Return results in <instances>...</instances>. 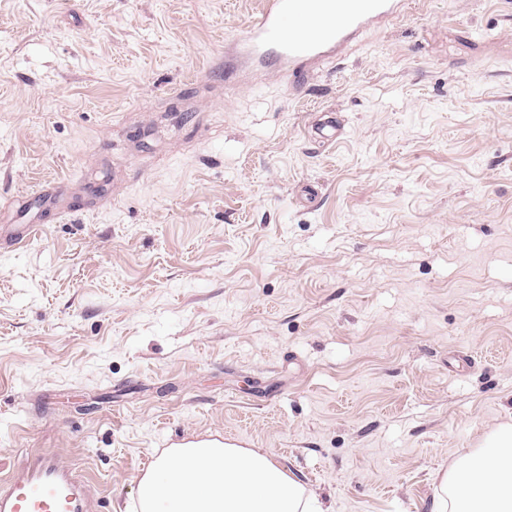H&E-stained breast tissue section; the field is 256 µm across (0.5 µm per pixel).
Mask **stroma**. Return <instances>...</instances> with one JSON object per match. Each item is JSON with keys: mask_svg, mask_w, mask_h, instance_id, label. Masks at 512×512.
<instances>
[{"mask_svg": "<svg viewBox=\"0 0 512 512\" xmlns=\"http://www.w3.org/2000/svg\"><path fill=\"white\" fill-rule=\"evenodd\" d=\"M263 0H0V475L132 512L171 443L328 512H434L512 424V0H412L296 82ZM334 118L336 141L316 140Z\"/></svg>", "mask_w": 512, "mask_h": 512, "instance_id": "obj_1", "label": "stroma"}]
</instances>
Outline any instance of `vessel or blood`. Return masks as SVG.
Instances as JSON below:
<instances>
[{"instance_id":"1","label":"vessel or blood","mask_w":512,"mask_h":512,"mask_svg":"<svg viewBox=\"0 0 512 512\" xmlns=\"http://www.w3.org/2000/svg\"><path fill=\"white\" fill-rule=\"evenodd\" d=\"M407 8L408 0H264L234 41V56L296 77L306 64L335 56L363 29ZM0 512H103V502L82 473L43 454L0 480Z\"/></svg>"}]
</instances>
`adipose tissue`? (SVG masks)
<instances>
[{"mask_svg": "<svg viewBox=\"0 0 512 512\" xmlns=\"http://www.w3.org/2000/svg\"><path fill=\"white\" fill-rule=\"evenodd\" d=\"M449 512H512V425L437 477ZM138 512H323L314 494L254 448L185 444L166 449L141 476Z\"/></svg>", "mask_w": 512, "mask_h": 512, "instance_id": "obj_1", "label": "adipose tissue"}]
</instances>
